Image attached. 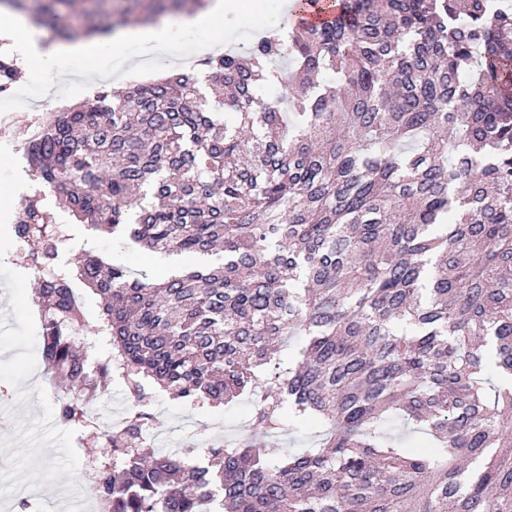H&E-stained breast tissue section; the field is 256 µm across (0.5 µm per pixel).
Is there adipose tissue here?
<instances>
[{"label":"adipose tissue","instance_id":"obj_1","mask_svg":"<svg viewBox=\"0 0 512 512\" xmlns=\"http://www.w3.org/2000/svg\"><path fill=\"white\" fill-rule=\"evenodd\" d=\"M6 37L10 49L16 54L18 65L24 75H32L39 68L57 64L63 60L92 55L94 44L75 41L72 43H53L42 47L38 54H30L29 49L37 41L35 28L26 20H14Z\"/></svg>","mask_w":512,"mask_h":512}]
</instances>
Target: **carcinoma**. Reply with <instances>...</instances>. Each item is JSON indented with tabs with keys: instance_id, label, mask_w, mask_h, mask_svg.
<instances>
[{
	"instance_id": "carcinoma-1",
	"label": "carcinoma",
	"mask_w": 512,
	"mask_h": 512,
	"mask_svg": "<svg viewBox=\"0 0 512 512\" xmlns=\"http://www.w3.org/2000/svg\"><path fill=\"white\" fill-rule=\"evenodd\" d=\"M61 40L125 25L88 0H5ZM153 0L140 17L202 10ZM336 21L30 122L39 190L13 224L41 280L43 359L95 396L123 375L187 404L254 406L195 466L150 456L62 398L95 439L99 512H512V10L492 0H339ZM286 59L290 68L270 63ZM0 54V91L16 79ZM285 86L268 99V84ZM233 117L221 121L218 112ZM72 223L193 264L156 279L106 254L55 269ZM112 358L87 372L73 285ZM302 336L285 361L288 336ZM290 418L315 448L267 442Z\"/></svg>"
}]
</instances>
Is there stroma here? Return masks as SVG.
<instances>
[{
	"instance_id": "1",
	"label": "stroma",
	"mask_w": 512,
	"mask_h": 512,
	"mask_svg": "<svg viewBox=\"0 0 512 512\" xmlns=\"http://www.w3.org/2000/svg\"><path fill=\"white\" fill-rule=\"evenodd\" d=\"M247 2L245 14L224 27H172L163 50L114 45L101 38L94 60L60 62L48 74L18 78L11 88L20 106L0 112V407L7 424L6 430H0V512H18L23 500L38 512H76L65 506V496L71 489L85 487V474L97 455L90 439L77 437L57 421V401L68 392L42 359L41 315L31 307L37 281L11 232L21 197L32 195L36 187L25 158L27 124L32 115L50 117L63 106L91 98L101 87L123 88L159 76L191 73L193 62L207 55L248 47L267 22L291 30L282 0ZM70 231L71 240L59 250L58 260L64 265L85 252L116 256L137 272L158 274L171 262L167 256L146 260L139 248L80 224L71 225ZM140 407L161 419L158 434L148 442L159 454L182 451L190 438L198 444H214L250 430L252 407L244 399L191 406L150 386Z\"/></svg>"
}]
</instances>
